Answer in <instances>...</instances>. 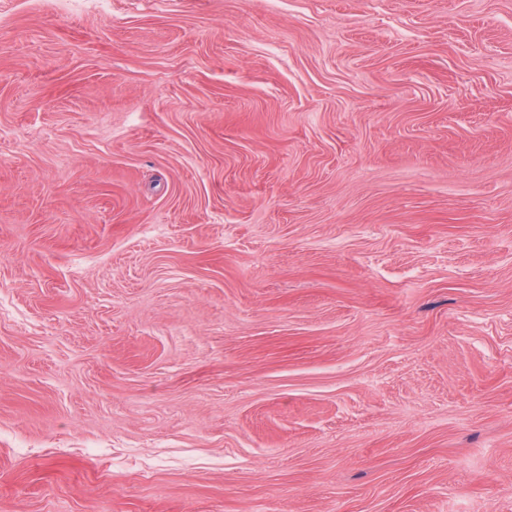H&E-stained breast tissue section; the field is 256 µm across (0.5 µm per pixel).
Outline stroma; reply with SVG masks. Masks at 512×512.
Instances as JSON below:
<instances>
[{
  "label": "stroma",
  "instance_id": "35a3bbf8",
  "mask_svg": "<svg viewBox=\"0 0 512 512\" xmlns=\"http://www.w3.org/2000/svg\"><path fill=\"white\" fill-rule=\"evenodd\" d=\"M0 512H512V0H0Z\"/></svg>",
  "mask_w": 512,
  "mask_h": 512
}]
</instances>
